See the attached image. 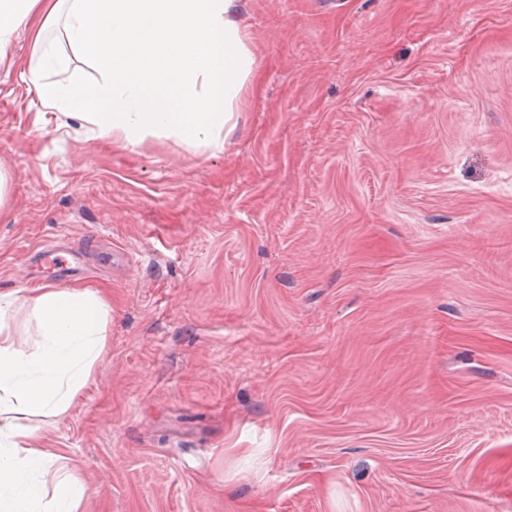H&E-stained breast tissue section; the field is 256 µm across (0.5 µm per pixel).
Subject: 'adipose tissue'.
Masks as SVG:
<instances>
[{
	"mask_svg": "<svg viewBox=\"0 0 512 512\" xmlns=\"http://www.w3.org/2000/svg\"><path fill=\"white\" fill-rule=\"evenodd\" d=\"M238 0H0V56L18 30L41 46L28 81L51 109L79 115L101 135L136 145L149 135L223 148L240 93L255 68L237 21ZM98 71L94 86L46 83L67 59L47 44L50 29ZM26 303L38 323L36 351L15 346L4 318ZM110 307L90 288H37L0 295V415L66 411L106 355ZM58 456L31 429H0V512H79L83 490L70 479L46 492Z\"/></svg>",
	"mask_w": 512,
	"mask_h": 512,
	"instance_id": "obj_1",
	"label": "adipose tissue"
}]
</instances>
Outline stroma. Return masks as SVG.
Segmentation results:
<instances>
[{
  "label": "stroma",
  "mask_w": 512,
  "mask_h": 512,
  "mask_svg": "<svg viewBox=\"0 0 512 512\" xmlns=\"http://www.w3.org/2000/svg\"><path fill=\"white\" fill-rule=\"evenodd\" d=\"M224 150L136 146L0 60V294L102 289L82 512H512V0H240ZM82 248L58 278L47 244Z\"/></svg>",
  "instance_id": "obj_1"
}]
</instances>
